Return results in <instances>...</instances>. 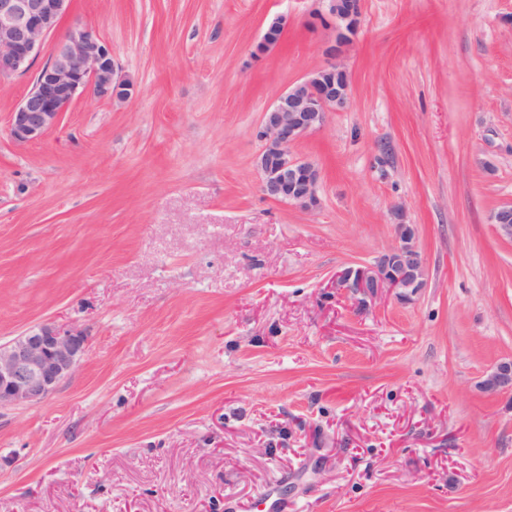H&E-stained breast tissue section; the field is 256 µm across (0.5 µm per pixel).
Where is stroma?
Wrapping results in <instances>:
<instances>
[{
  "mask_svg": "<svg viewBox=\"0 0 512 512\" xmlns=\"http://www.w3.org/2000/svg\"><path fill=\"white\" fill-rule=\"evenodd\" d=\"M326 0H74L134 85L16 143L0 80V343L89 350L0 408V512H512V0H362L344 110L266 198L263 113L323 60ZM280 43L254 48L274 18ZM414 229L427 285L358 312L338 271ZM485 389L496 391L512 387V362H501L484 381Z\"/></svg>",
  "mask_w": 512,
  "mask_h": 512,
  "instance_id": "1",
  "label": "stroma"
}]
</instances>
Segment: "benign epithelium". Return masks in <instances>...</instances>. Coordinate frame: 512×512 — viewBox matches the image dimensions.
I'll list each match as a JSON object with an SVG mask.
<instances>
[{
  "instance_id": "obj_1",
  "label": "benign epithelium",
  "mask_w": 512,
  "mask_h": 512,
  "mask_svg": "<svg viewBox=\"0 0 512 512\" xmlns=\"http://www.w3.org/2000/svg\"><path fill=\"white\" fill-rule=\"evenodd\" d=\"M73 0H0V79L28 72L36 58L47 61L37 69L31 89L9 114L12 139L20 144L41 139L55 128L64 112L83 93L122 101L133 84L123 79L110 46L93 30L73 27L60 32L71 13ZM328 13L336 21V41L326 48L327 62L301 82L281 93L263 115L257 158L260 188L275 201L305 210L320 204L318 166L292 153V146L324 126L331 112L349 101V81L340 62L343 48L359 23L361 0H328ZM277 18L266 28L255 53L279 43L272 32L283 31ZM58 35L49 44L47 38ZM498 235L512 240V205L491 216ZM399 245L375 264L348 267L336 275V287L354 299L360 311L382 295L401 302L413 300L421 288L425 263L404 219L396 225ZM88 337L76 328L51 322L35 325L0 344V405L36 406L47 400L76 370L88 353ZM485 389L512 387V362L498 364L484 381Z\"/></svg>"
}]
</instances>
